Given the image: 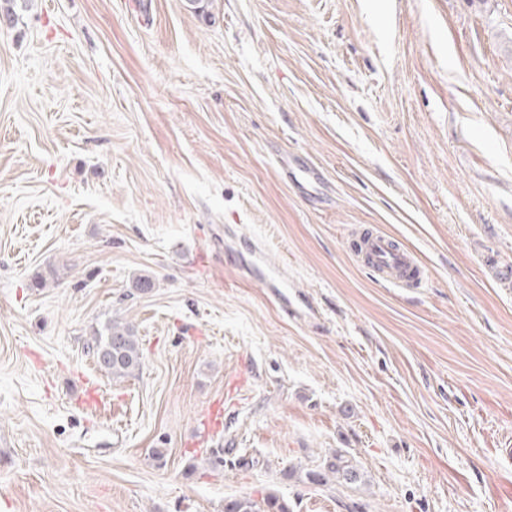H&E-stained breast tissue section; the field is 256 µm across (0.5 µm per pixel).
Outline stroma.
Returning <instances> with one entry per match:
<instances>
[{
    "instance_id": "35a3bbf8",
    "label": "stroma",
    "mask_w": 512,
    "mask_h": 512,
    "mask_svg": "<svg viewBox=\"0 0 512 512\" xmlns=\"http://www.w3.org/2000/svg\"><path fill=\"white\" fill-rule=\"evenodd\" d=\"M509 263L512 0H32L0 24V512H512ZM111 320L122 382L85 349ZM339 448L359 486L301 480ZM364 230L359 237V254L368 256L373 269L383 278H391L402 287H415L424 278V270L413 254L391 237ZM250 251L253 261L248 267L249 273L253 277L264 281L269 288H274L273 294L275 298L283 307L289 309L291 313H294L292 302L288 300V293L280 289L285 288L282 287L283 282L279 279L277 272L268 266L263 250L261 248L254 247ZM95 364L113 380H124L138 374L142 366V352L136 331L129 324L109 322L86 344ZM224 512H294L291 502L271 492L260 501L249 496L231 499L224 504Z\"/></svg>"
}]
</instances>
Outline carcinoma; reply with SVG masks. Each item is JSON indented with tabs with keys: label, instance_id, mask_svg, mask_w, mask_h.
<instances>
[{
	"label": "carcinoma",
	"instance_id": "obj_1",
	"mask_svg": "<svg viewBox=\"0 0 512 512\" xmlns=\"http://www.w3.org/2000/svg\"><path fill=\"white\" fill-rule=\"evenodd\" d=\"M95 364L114 380H124L138 374L142 366V352L136 331L129 324L109 322L103 331L97 332L86 344ZM363 473L353 463L350 453L338 449L320 459L315 469L306 473L309 483L325 486L334 481L338 485H356ZM224 512H294L291 502L271 492L261 500L242 496L224 503Z\"/></svg>",
	"mask_w": 512,
	"mask_h": 512
}]
</instances>
